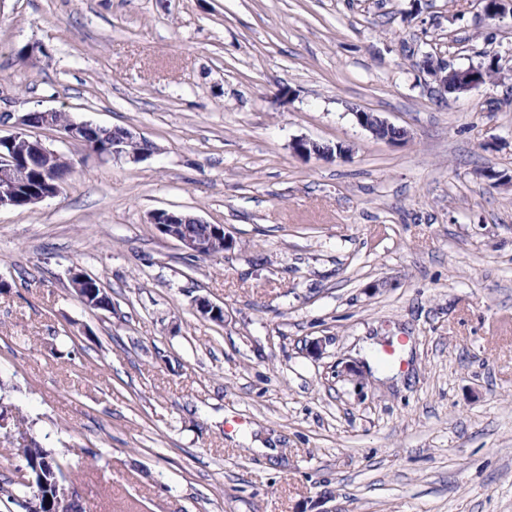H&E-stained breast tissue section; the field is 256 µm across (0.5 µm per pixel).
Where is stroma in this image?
I'll return each instance as SVG.
<instances>
[{"label":"stroma","mask_w":512,"mask_h":512,"mask_svg":"<svg viewBox=\"0 0 512 512\" xmlns=\"http://www.w3.org/2000/svg\"><path fill=\"white\" fill-rule=\"evenodd\" d=\"M426 52L512 68V10L0 0V136L65 109L153 147L41 131L63 194L0 208V397L84 512H512V78L443 93ZM158 210L234 245L188 256ZM352 114L358 125L369 131L376 139L395 143L403 141L408 137L406 129L388 123L373 112L359 109L352 112ZM385 132L388 133L387 136H384ZM108 135L109 133L104 134L102 151L94 153L95 156L112 161L138 162L150 154L139 150L138 144L144 139L128 129L115 127L112 128V135L107 137ZM70 283L71 286L78 292L81 293L82 291L86 292V295H81L80 298L84 300L85 304L88 303V294H93L96 292V289L98 288L101 292H104L105 289L101 282L97 280L96 278L88 275L87 273L83 271H72L70 274ZM97 290V293L90 299V302H92L95 299H98L100 297V292ZM107 301L112 305V299L107 296L102 297L96 301V303H103Z\"/></svg>","instance_id":"obj_1"}]
</instances>
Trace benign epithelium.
Instances as JSON below:
<instances>
[{"instance_id":"1","label":"benign epithelium","mask_w":512,"mask_h":512,"mask_svg":"<svg viewBox=\"0 0 512 512\" xmlns=\"http://www.w3.org/2000/svg\"><path fill=\"white\" fill-rule=\"evenodd\" d=\"M422 69L425 70L437 83L440 91L444 93H465L486 82H490L500 73L498 60L494 59L487 65H471L467 68L450 69L448 65L425 54L421 60ZM53 110H37L39 121L28 124L31 113L27 112L16 118L14 127L16 131L9 136H0V142L9 144L21 143L23 152L15 150H0V208L13 207L18 199V191L28 182L31 171L41 172L43 180L53 185L57 180L54 164L58 153L49 148L37 135V132L51 126L50 117ZM353 115L362 128L379 140L395 143L408 137V131L395 126L373 112L359 109ZM98 129V126L87 122L69 119L66 126L59 128L65 138L77 144H84L89 131ZM143 138L125 128L115 127L112 135L103 137L102 151L96 156L112 161L126 160L138 162L148 156V153L139 150L138 144ZM293 151L300 157L330 158L333 154L342 155L346 149L338 145L336 148L322 146L317 142L298 139L293 143ZM152 223L160 233L175 240L182 250L194 257H207L212 255V244L217 238L224 240V249L232 248L233 238L226 232L224 225L211 224L208 232L203 236L180 234L177 231L179 224H199L201 220L191 215L167 210H158L151 216ZM71 286L77 292H85L81 299L88 300V295L96 290H104L103 285L96 278L83 271H73L70 274ZM199 311L216 323L224 322V309L202 298L197 302Z\"/></svg>"}]
</instances>
